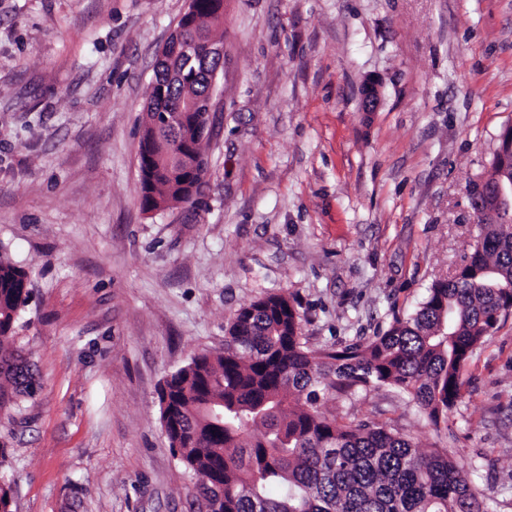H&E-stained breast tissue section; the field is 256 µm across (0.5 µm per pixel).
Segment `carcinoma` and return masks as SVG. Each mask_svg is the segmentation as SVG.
I'll use <instances>...</instances> for the list:
<instances>
[{"mask_svg": "<svg viewBox=\"0 0 512 512\" xmlns=\"http://www.w3.org/2000/svg\"><path fill=\"white\" fill-rule=\"evenodd\" d=\"M223 0H195V22L181 17L182 41L157 59L147 92L139 152L141 204L153 211L187 203L207 162L203 112L177 128L164 118L186 99H203L205 64L183 51L214 39ZM480 234L460 277L440 278L419 309L382 336L314 352L302 342L300 317L284 294L243 305L224 350L200 353L165 378L160 420L179 461L196 472L197 508L209 512H486L466 464L446 448L424 451L386 424L343 422L319 410L320 395L391 386L433 424L448 418L461 371L512 300V222L490 200L479 210ZM27 272L0 257V412L35 393L28 357L15 347L29 300Z\"/></svg>", "mask_w": 512, "mask_h": 512, "instance_id": "cac0c4a2", "label": "carcinoma"}]
</instances>
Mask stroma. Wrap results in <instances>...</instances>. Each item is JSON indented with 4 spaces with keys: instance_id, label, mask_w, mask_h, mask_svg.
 <instances>
[{
    "instance_id": "obj_1",
    "label": "stroma",
    "mask_w": 512,
    "mask_h": 512,
    "mask_svg": "<svg viewBox=\"0 0 512 512\" xmlns=\"http://www.w3.org/2000/svg\"><path fill=\"white\" fill-rule=\"evenodd\" d=\"M187 7L0 0V249L29 273L16 343L37 379L0 421L16 512H194L168 375L269 293L311 350L383 334L479 234L468 188L512 125V0H224L208 172L146 212L143 105ZM462 381L436 425L390 387L320 408L448 449L512 512V314Z\"/></svg>"
}]
</instances>
